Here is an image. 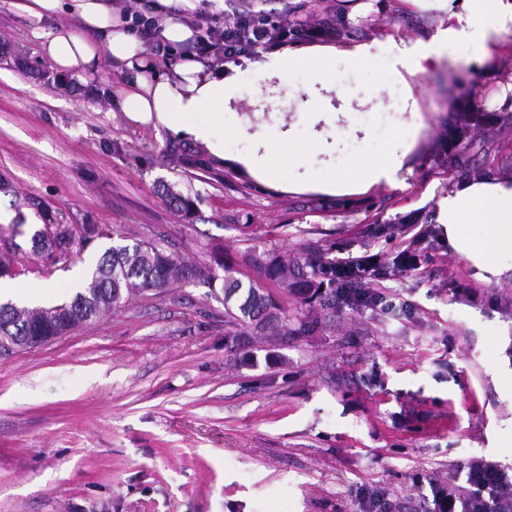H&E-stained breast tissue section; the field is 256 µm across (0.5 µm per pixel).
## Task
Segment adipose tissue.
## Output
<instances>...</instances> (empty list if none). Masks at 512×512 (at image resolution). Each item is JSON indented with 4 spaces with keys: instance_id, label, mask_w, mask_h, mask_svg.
<instances>
[{
    "instance_id": "ef3b65f1",
    "label": "adipose tissue",
    "mask_w": 512,
    "mask_h": 512,
    "mask_svg": "<svg viewBox=\"0 0 512 512\" xmlns=\"http://www.w3.org/2000/svg\"><path fill=\"white\" fill-rule=\"evenodd\" d=\"M426 7L447 13L448 24L436 28L426 39L399 41L383 50L379 41H360L348 48L327 46L316 53L274 50L244 66L226 64L217 69L197 61L148 69L139 54V42L111 0H19L24 14L44 20L69 11L75 25H61L41 44L43 55L64 73L95 70L101 57L121 65L130 76L120 108L138 124L162 126L172 134L202 147L216 160L224 158V115L236 111L242 100L239 90L241 68L256 76L251 94L254 118H242L238 134L248 138L251 149L236 156L237 164L250 174L282 187L299 191L318 189L334 194H359L372 186L400 187L410 147L394 140L377 159H362L339 171L329 161L336 142L330 128L348 125L359 109L386 108L377 93L354 94L328 73L325 60L343 54L350 62L389 68L397 76L415 75L442 63L456 65L446 55L449 45L463 44L474 54L490 57L497 51L503 34L512 32V0H423ZM312 66V75L296 97L295 115L278 120L274 133H267L257 118L285 87L288 76L299 64ZM308 128V152L297 150V123ZM318 155L319 167H312L310 155ZM437 221L443 224L450 249L478 269L496 275L501 258L512 255V180L483 177L449 189L440 203ZM485 227L483 240H476L470 228Z\"/></svg>"
}]
</instances>
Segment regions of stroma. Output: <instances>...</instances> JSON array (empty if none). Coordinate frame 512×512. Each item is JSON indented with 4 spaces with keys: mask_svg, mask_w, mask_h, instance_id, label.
I'll list each match as a JSON object with an SVG mask.
<instances>
[{
    "mask_svg": "<svg viewBox=\"0 0 512 512\" xmlns=\"http://www.w3.org/2000/svg\"><path fill=\"white\" fill-rule=\"evenodd\" d=\"M0 0V41L39 60L42 76L0 60V247H17L15 278L70 301L110 232L215 258L260 281L253 255L302 260L371 253L377 308L305 303L265 284L288 319L271 340L229 323L221 288L206 281L132 296L100 320L38 347L0 356V512H358L353 490L375 487L400 512H420V488L477 458L512 467V269L483 280L437 230L449 188L512 179V33L490 59L451 46L460 63L409 77L423 127L408 114L365 109L332 130L339 168L413 142L405 188L364 194L288 192L239 165L220 180L167 156L165 128L130 122L109 59L69 75L38 51L71 23L41 22ZM337 47L424 38L447 22L405 0H329ZM474 91L491 123L449 147L450 100ZM197 201L186 219L163 192ZM47 224H99L106 237L65 257L33 253ZM416 244L419 267L395 258Z\"/></svg>",
    "mask_w": 512,
    "mask_h": 512,
    "instance_id": "35a3bbf8",
    "label": "stroma"
}]
</instances>
